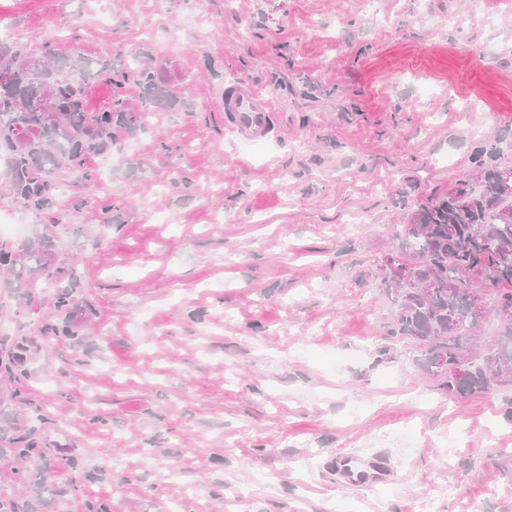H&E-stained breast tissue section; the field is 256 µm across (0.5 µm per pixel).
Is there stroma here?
<instances>
[{"instance_id":"stroma-1","label":"stroma","mask_w":512,"mask_h":512,"mask_svg":"<svg viewBox=\"0 0 512 512\" xmlns=\"http://www.w3.org/2000/svg\"><path fill=\"white\" fill-rule=\"evenodd\" d=\"M51 33L159 67L178 102L46 213L0 161L20 225L0 244L50 233L53 269L81 276L64 337L46 278L0 274V437L41 450L0 456V490L37 512H168L186 487L184 512H512V386L448 395L363 275L476 148L512 165V0H0V41L36 55ZM234 82L277 115L249 153L224 128ZM340 452L394 477L348 485Z\"/></svg>"}]
</instances>
